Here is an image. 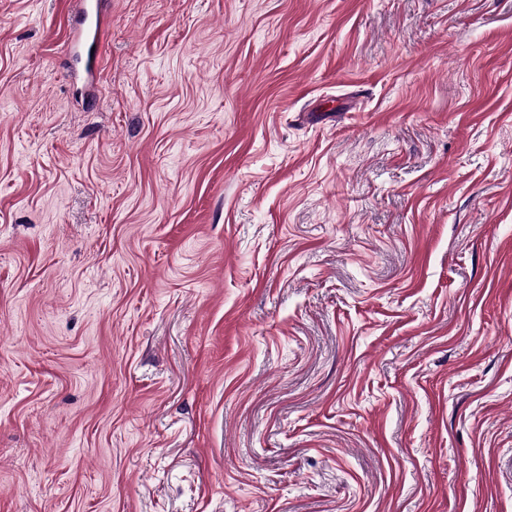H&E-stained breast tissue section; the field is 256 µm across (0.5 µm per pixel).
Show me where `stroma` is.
<instances>
[{
    "instance_id": "stroma-1",
    "label": "stroma",
    "mask_w": 512,
    "mask_h": 512,
    "mask_svg": "<svg viewBox=\"0 0 512 512\" xmlns=\"http://www.w3.org/2000/svg\"><path fill=\"white\" fill-rule=\"evenodd\" d=\"M0 0V512H512V0ZM78 9L75 16V49L80 55H86L85 70L92 82L97 79V67L90 66L89 53L100 41L101 28L104 25L102 1L76 0Z\"/></svg>"
}]
</instances>
